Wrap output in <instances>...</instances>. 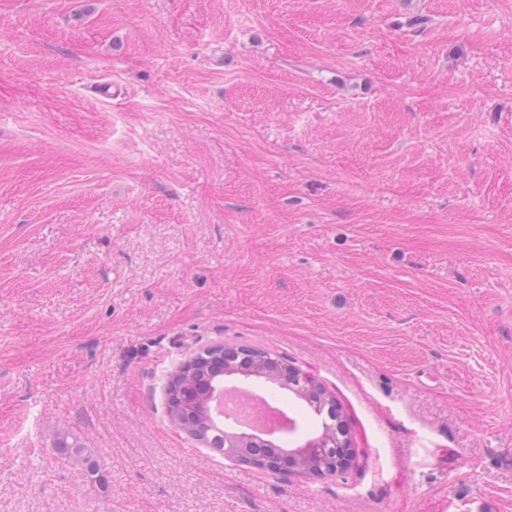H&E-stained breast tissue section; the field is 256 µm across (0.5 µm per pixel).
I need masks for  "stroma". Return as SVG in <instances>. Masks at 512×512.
Instances as JSON below:
<instances>
[{
    "label": "stroma",
    "instance_id": "35a3bbf8",
    "mask_svg": "<svg viewBox=\"0 0 512 512\" xmlns=\"http://www.w3.org/2000/svg\"><path fill=\"white\" fill-rule=\"evenodd\" d=\"M224 341L345 473L171 423ZM0 512H512V0H0ZM283 359L280 356L255 345L240 343H216L202 347L189 360L178 367L172 374L166 389V411L170 421L184 431L193 440L199 441L206 447L234 457L238 455L237 448H248L249 455L243 456L250 463L252 460H272L278 464L277 469L299 471V460L285 452L282 441L276 447L264 445L261 440L253 441L254 445H248L238 436V432L225 430L231 428L242 431L259 429L266 434L273 418L263 422L253 420L243 413L233 398L228 400L224 409V395L242 391L234 385H225L218 392L210 408V395L208 389L212 384L224 385V373L237 372L254 374L268 380L267 384L280 389L282 376L281 365ZM222 368V370H220ZM185 392H191L195 396L192 405H183L181 397ZM213 414V415H212ZM224 424V427L218 425ZM302 475H319L315 471L303 472ZM308 475V476H309ZM283 368L286 371L285 377H288L287 390L295 392L305 400L311 408L314 407L315 412L316 408L321 409L320 414H322L321 417L323 419L321 422L322 433L316 438L321 442L322 452L318 455V462L322 468L330 473L334 472L335 474L340 463L345 460L346 455L344 453L337 455L336 450H331L330 448H349L346 418L341 413L336 400L329 394L325 387L313 381H311L310 384H305L301 378H291L288 375L297 373L298 371L288 365H283ZM329 402H335L336 409L332 410L335 413V418L327 414ZM325 411L326 416L323 417ZM327 419L331 421V423H328Z\"/></svg>",
    "mask_w": 512,
    "mask_h": 512
}]
</instances>
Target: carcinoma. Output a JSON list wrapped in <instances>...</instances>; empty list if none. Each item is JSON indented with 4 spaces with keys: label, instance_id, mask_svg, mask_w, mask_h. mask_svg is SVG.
Masks as SVG:
<instances>
[{
    "label": "carcinoma",
    "instance_id": "obj_1",
    "mask_svg": "<svg viewBox=\"0 0 512 512\" xmlns=\"http://www.w3.org/2000/svg\"><path fill=\"white\" fill-rule=\"evenodd\" d=\"M282 357L255 345L240 343H216L202 347L189 360L178 367L172 374L166 389V411L170 421L192 439L206 447L234 457L238 449H247L246 461L271 460L278 464V469L299 471V460L286 453L285 447L278 443L274 447L264 445L257 440L249 445L232 430L218 425L210 408L208 389L212 384L224 383L225 372L254 374L268 380L276 387L282 382ZM288 389L295 392L310 407L325 412L334 398L322 385L300 379L288 378ZM335 417L324 416L321 422L322 433L318 435L321 442V454L318 462L328 472H337L345 454L336 453L338 448L349 446L347 421L340 409H334ZM56 449L62 459L68 461L79 457L83 449L68 442L63 436L58 438Z\"/></svg>",
    "mask_w": 512,
    "mask_h": 512
}]
</instances>
